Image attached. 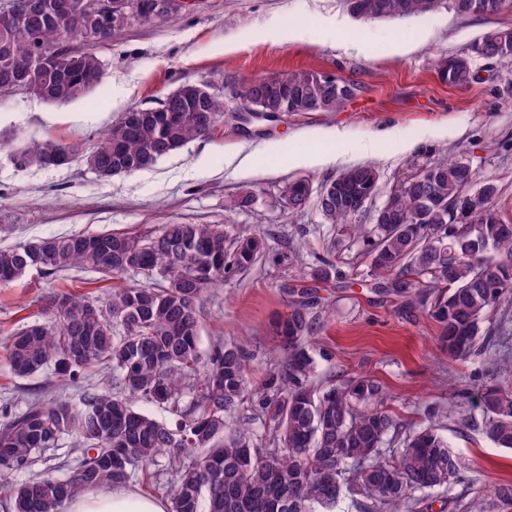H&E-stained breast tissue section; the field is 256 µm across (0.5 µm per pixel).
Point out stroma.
<instances>
[{
	"instance_id": "stroma-1",
	"label": "stroma",
	"mask_w": 512,
	"mask_h": 512,
	"mask_svg": "<svg viewBox=\"0 0 512 512\" xmlns=\"http://www.w3.org/2000/svg\"><path fill=\"white\" fill-rule=\"evenodd\" d=\"M510 26L512 5L474 17L440 0L425 15L362 20L343 0H189L176 21L135 25L97 46L104 78L89 100L56 105L20 91L0 95V247L76 233H143L165 224L260 230L264 247L253 265L203 298L201 351L219 343L239 347L249 358V387L259 390L283 358L271 322L288 313L294 290L313 286L319 329L310 348L319 355L318 381L373 376L388 392L390 409L420 423L425 406L447 401L452 387L486 381L480 358L450 357L430 317L406 316L394 299L372 290L359 244L341 240L316 205L291 214L283 191L298 179L317 191L347 167L376 165L378 190L353 218L369 224L399 180L439 156L458 155L495 180L498 205L512 217V64L475 61L476 78L465 87L442 83L436 72L440 57L464 53L475 39ZM293 70L326 72L358 91L331 112H280L275 120L245 125L225 113L208 136L131 175L102 179L79 159L61 167L16 163L18 150L32 140L93 145L125 112L157 106L184 82L209 80L229 93L242 81ZM333 131L345 140L373 141L374 149L323 166L289 164V153L300 147L335 151ZM246 155L255 162L239 170ZM254 188L256 203L233 208L235 197ZM325 261L344 271V279L312 284L311 267ZM126 283L88 269L52 279L30 269L0 287V344L22 325L49 320L57 293L97 296ZM101 386L115 382L99 366L71 385L48 370L14 377L0 359V421L5 401L17 410L34 397L75 403ZM441 427L473 468L472 484L450 491L448 512H462L473 488L512 482V450L495 447L476 427L451 420ZM79 460L66 437L15 479L47 466L65 477Z\"/></svg>"
}]
</instances>
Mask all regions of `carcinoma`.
<instances>
[{"instance_id": "1", "label": "carcinoma", "mask_w": 512, "mask_h": 512, "mask_svg": "<svg viewBox=\"0 0 512 512\" xmlns=\"http://www.w3.org/2000/svg\"><path fill=\"white\" fill-rule=\"evenodd\" d=\"M31 20L0 26V93L21 88L32 58L41 54L39 99L59 105L85 98L101 82L82 83L100 71L95 53V20L90 0H67L69 8L43 13L47 0H25ZM369 19H401L433 11L437 0H364ZM178 16L114 15L112 32L135 23H168ZM81 38L86 47L69 50ZM512 64V28L474 41L469 52L437 63V75L466 86L476 59ZM186 82L171 93L172 112L162 117L132 108L106 130L91 149L79 141L47 138L17 154L21 165L42 164L58 153H94L105 170L133 174L204 137L224 113V92L201 91ZM353 83H330L317 71L272 73L236 89L243 105L273 112H328L354 97ZM464 160L441 156L399 181L395 208L374 218L371 227L351 223L350 199L373 195L378 169L365 164L345 170L319 196L327 224L348 226L369 260L375 288L421 312L440 328L439 341L451 357L483 358L494 370L508 353L489 352L482 325L496 332L512 323V222L495 203V181L478 173L481 191L468 203L467 223L456 224L448 202L464 189ZM288 209L308 206L305 185L288 184ZM263 247L261 236L221 224H165L154 232L71 234L40 237L0 248V286L30 267L48 277L90 268L108 277L145 273L156 285L132 283L103 296L57 294L55 324L30 323L5 342L11 373L26 378L44 370L72 382L101 363L120 391L86 392L77 404L29 401L0 424V483L38 452L65 435L82 458L72 475H35L12 486L13 512H61L86 490L123 486L136 468L167 457L170 512H447L448 492L469 481V464L448 445L436 420H471L463 397L429 411L428 423L409 425L387 406L385 388L368 375H347L327 387L316 381V360L307 339L317 333L307 300L292 303L276 322L275 335L286 354L255 405L251 423L233 420L247 393L248 360L232 345L199 349V303L203 295L248 268ZM310 277L328 282L343 274L316 266ZM481 426L497 447L512 450V391L486 384L481 389ZM167 406L172 423L160 422L133 401ZM206 510H201V505ZM439 508H434V505ZM471 512H512V483L476 489Z\"/></svg>"}]
</instances>
